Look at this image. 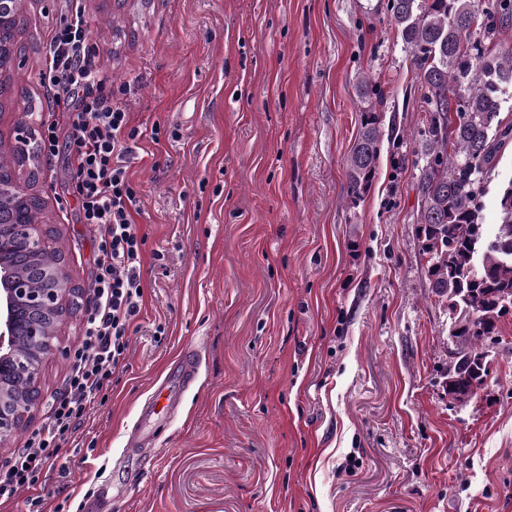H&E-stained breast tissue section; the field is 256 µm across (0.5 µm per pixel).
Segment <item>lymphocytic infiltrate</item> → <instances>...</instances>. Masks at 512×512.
Masks as SVG:
<instances>
[{"mask_svg": "<svg viewBox=\"0 0 512 512\" xmlns=\"http://www.w3.org/2000/svg\"><path fill=\"white\" fill-rule=\"evenodd\" d=\"M86 40L87 23L79 11L51 37L42 82L53 92L57 117L43 122L41 146L50 157L66 149L80 221L98 232L93 297L62 392L42 424L0 464V502L40 485L48 463L61 456L63 444L104 403L125 367L130 329L141 309L145 239L131 219L136 191L126 159L142 133L132 126L124 99L87 53ZM61 124L69 129L63 144L57 139Z\"/></svg>", "mask_w": 512, "mask_h": 512, "instance_id": "1", "label": "lymphocytic infiltrate"}]
</instances>
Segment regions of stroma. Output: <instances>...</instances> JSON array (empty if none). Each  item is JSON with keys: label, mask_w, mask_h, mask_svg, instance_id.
I'll return each mask as SVG.
<instances>
[{"label": "stroma", "mask_w": 512, "mask_h": 512, "mask_svg": "<svg viewBox=\"0 0 512 512\" xmlns=\"http://www.w3.org/2000/svg\"><path fill=\"white\" fill-rule=\"evenodd\" d=\"M81 9L91 56L125 86L146 237L127 369L34 495L42 512H512V314L477 396L448 394V308L418 238L424 90L387 0H27L0 146L38 134L51 36ZM383 93L372 186L345 202L357 82ZM159 128L151 140V128ZM32 191L72 286L97 234L66 150ZM80 317L43 365L32 425L63 389ZM188 344L203 362L147 461L142 401Z\"/></svg>", "instance_id": "35a3bbf8"}]
</instances>
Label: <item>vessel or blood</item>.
<instances>
[{
	"label": "vessel or blood",
	"mask_w": 512,
	"mask_h": 512,
	"mask_svg": "<svg viewBox=\"0 0 512 512\" xmlns=\"http://www.w3.org/2000/svg\"><path fill=\"white\" fill-rule=\"evenodd\" d=\"M200 361L195 346H184L170 367L169 373L160 380L152 395L144 402L134 428L131 430L127 451L141 454L153 445L152 424L159 418L175 414L182 405L185 393L195 384Z\"/></svg>",
	"instance_id": "obj_1"
}]
</instances>
